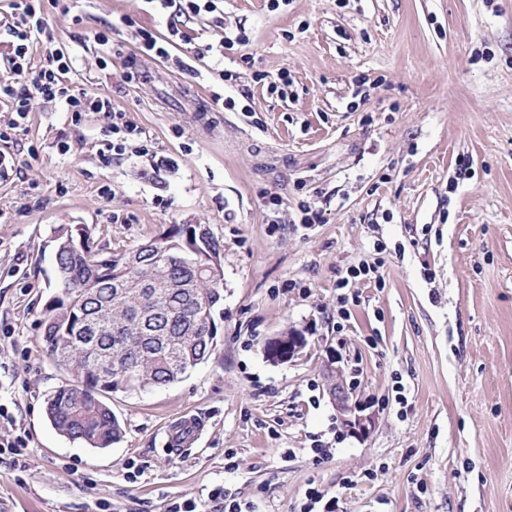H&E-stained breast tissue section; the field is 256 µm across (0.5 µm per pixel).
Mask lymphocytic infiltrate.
Listing matches in <instances>:
<instances>
[{"label":"lymphocytic infiltrate","instance_id":"obj_1","mask_svg":"<svg viewBox=\"0 0 512 512\" xmlns=\"http://www.w3.org/2000/svg\"><path fill=\"white\" fill-rule=\"evenodd\" d=\"M0 37L10 47L7 63L13 75L11 81L0 82V104L13 114L0 128V140L25 130L31 102L36 98L76 117L86 112L102 114L111 137L99 149L101 162H111L113 156L126 151L129 141L141 138L138 126L127 121L125 112L113 107L110 97L88 93L71 79L73 60L65 48L56 45L44 18L42 0H12L10 16L0 20ZM37 52L42 59L35 66L31 60Z\"/></svg>","mask_w":512,"mask_h":512}]
</instances>
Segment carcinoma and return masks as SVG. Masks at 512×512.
<instances>
[{
  "mask_svg": "<svg viewBox=\"0 0 512 512\" xmlns=\"http://www.w3.org/2000/svg\"><path fill=\"white\" fill-rule=\"evenodd\" d=\"M78 239L72 224L55 230L58 293L42 310L40 339L55 359L69 352L75 381L49 395L46 413L62 435L108 448L123 429L106 395L168 386L213 353L224 289L210 285L202 266L220 249L204 225L171 224L142 244L131 268L127 253L90 258ZM204 299L208 315L189 336ZM103 359L110 369L99 372L95 361Z\"/></svg>",
  "mask_w": 512,
  "mask_h": 512,
  "instance_id": "obj_1",
  "label": "carcinoma"
}]
</instances>
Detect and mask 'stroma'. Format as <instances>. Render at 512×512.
I'll return each mask as SVG.
<instances>
[{
	"instance_id": "stroma-1",
	"label": "stroma",
	"mask_w": 512,
	"mask_h": 512,
	"mask_svg": "<svg viewBox=\"0 0 512 512\" xmlns=\"http://www.w3.org/2000/svg\"><path fill=\"white\" fill-rule=\"evenodd\" d=\"M43 10L77 85L109 96L152 152L101 163L107 120L38 99L27 129L0 140V436L22 438L28 459L0 456V512H165L218 486L258 512H298L312 484L342 512H512V0ZM138 27L202 44L244 34L224 53L238 80L216 81L207 58L178 71L140 54ZM283 73L286 92H271ZM218 90L234 109L209 111ZM305 203L323 223H302ZM61 224L93 226L112 252L172 224L207 225L221 246L213 355L168 387L107 396L124 429L109 448L60 435L45 412L73 379L39 340ZM377 258L382 284L354 285L337 331V280ZM290 328L307 337L301 355L269 361L265 341ZM330 360L374 418L366 437L336 418ZM189 415L203 434L165 452Z\"/></svg>"
}]
</instances>
